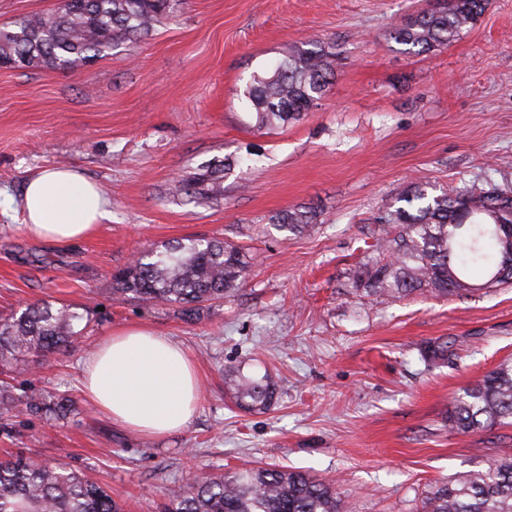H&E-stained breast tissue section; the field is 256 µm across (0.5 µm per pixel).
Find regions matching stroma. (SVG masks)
<instances>
[{
    "mask_svg": "<svg viewBox=\"0 0 512 512\" xmlns=\"http://www.w3.org/2000/svg\"><path fill=\"white\" fill-rule=\"evenodd\" d=\"M435 0H182L146 37L71 73L0 67V319L33 303L87 310L76 347L17 363L22 390L67 394L60 423L20 412L0 457L23 452L108 486L125 512H155L171 489L238 468L273 466L332 479L355 512H416L443 478L484 469L512 448V426L450 432L460 389L512 362V285L462 296L384 301L349 289L373 243V219L415 178L451 190L512 189V0H488L441 51L412 55L392 24ZM342 61L318 105L261 134L243 90L253 73L311 40ZM223 194L186 201L177 181L224 159ZM77 168L112 218L73 246L30 238L28 179ZM314 207L311 232L270 224ZM199 236L246 249L239 293L184 320L122 301L113 274L164 244ZM143 325L191 356L198 412L187 428L145 438L112 424L81 389L83 367L113 331ZM446 340L447 364L419 348ZM271 376L266 412L238 408L224 368Z\"/></svg>",
    "mask_w": 512,
    "mask_h": 512,
    "instance_id": "1",
    "label": "stroma"
}]
</instances>
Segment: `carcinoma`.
<instances>
[{"mask_svg": "<svg viewBox=\"0 0 512 512\" xmlns=\"http://www.w3.org/2000/svg\"><path fill=\"white\" fill-rule=\"evenodd\" d=\"M179 0H69L51 16L24 18L0 27V64L71 72L111 54L131 37L171 16ZM487 0H439L438 6L405 18L389 39L422 55L439 51L471 28ZM339 52L333 42L297 47L271 68L254 73L244 97L252 128L261 132L297 120L321 99L334 78ZM211 182L187 176L177 191L198 204L213 199ZM400 206L377 217L373 255L355 272L352 288L388 299L414 293L460 296L512 284V191L495 184H471L450 192L427 181L410 183L396 198ZM294 234L317 223L306 206L271 217ZM249 261L243 250L218 239L183 238L143 253L112 277V294L178 309L191 319L205 304L237 293ZM83 314L69 307L37 303L0 322V374L20 361L47 358L83 336ZM428 363L448 362V343L430 341L420 351ZM234 402L248 412L266 411L277 398L265 375L246 376L241 367L224 371ZM64 395L17 391L0 380V419L19 406L48 419L66 418ZM448 428L473 433L512 425V363L500 364L453 397ZM0 512H123L105 488L64 467H47L20 453L0 459ZM161 512H348L335 483L298 470L237 469L219 480H196L170 493ZM421 512H512V448H500L480 471L436 483Z\"/></svg>", "mask_w": 512, "mask_h": 512, "instance_id": "obj_1", "label": "carcinoma"}]
</instances>
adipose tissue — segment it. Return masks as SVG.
Listing matches in <instances>:
<instances>
[{"instance_id": "ef3b65f1", "label": "adipose tissue", "mask_w": 512, "mask_h": 512, "mask_svg": "<svg viewBox=\"0 0 512 512\" xmlns=\"http://www.w3.org/2000/svg\"><path fill=\"white\" fill-rule=\"evenodd\" d=\"M111 218L109 200L72 167L44 170L24 191L23 227L37 239L75 243ZM82 380L100 412L146 438L186 428L197 412V374L186 351L147 327L105 338L85 364Z\"/></svg>"}]
</instances>
